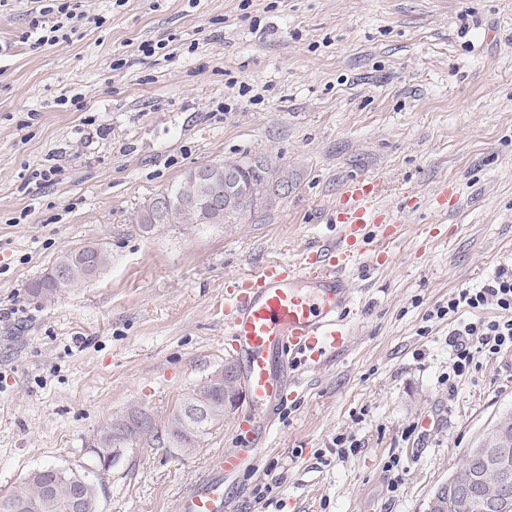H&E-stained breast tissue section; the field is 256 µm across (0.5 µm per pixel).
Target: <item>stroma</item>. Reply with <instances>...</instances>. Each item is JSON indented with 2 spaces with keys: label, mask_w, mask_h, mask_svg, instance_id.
Segmentation results:
<instances>
[{
  "label": "stroma",
  "mask_w": 512,
  "mask_h": 512,
  "mask_svg": "<svg viewBox=\"0 0 512 512\" xmlns=\"http://www.w3.org/2000/svg\"><path fill=\"white\" fill-rule=\"evenodd\" d=\"M70 40L33 47L37 0L0 5V494L90 463L112 415L167 414L221 369L224 283L334 238L348 181L415 196L388 262L350 274L348 346L290 388L225 481L224 512H426L512 412V357L476 355L455 386L459 288L512 263V0H81ZM164 43L152 57L142 43ZM266 156L288 178L229 224L137 219L185 172ZM53 169L51 182L39 174ZM455 211L432 207L442 183ZM98 244L94 279L29 293ZM247 403L191 450L138 444L98 478L101 512H180L211 456L243 442ZM358 449L338 456L336 440ZM397 458V472L386 464Z\"/></svg>",
  "instance_id": "stroma-1"
}]
</instances>
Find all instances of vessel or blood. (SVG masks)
Returning <instances> with one entry per match:
<instances>
[{
	"instance_id": "obj_1",
	"label": "vessel or blood",
	"mask_w": 512,
	"mask_h": 512,
	"mask_svg": "<svg viewBox=\"0 0 512 512\" xmlns=\"http://www.w3.org/2000/svg\"><path fill=\"white\" fill-rule=\"evenodd\" d=\"M380 197L374 181L350 180L336 209L334 242L308 250L297 261H271L229 281L224 292L225 352L245 362L250 409L267 408L286 390L270 372L272 350L318 365L347 347L352 289L345 271L365 255L372 263L383 262L405 230L402 208L382 204ZM245 458L241 448L219 452L212 476L181 496V512H224V479Z\"/></svg>"
}]
</instances>
